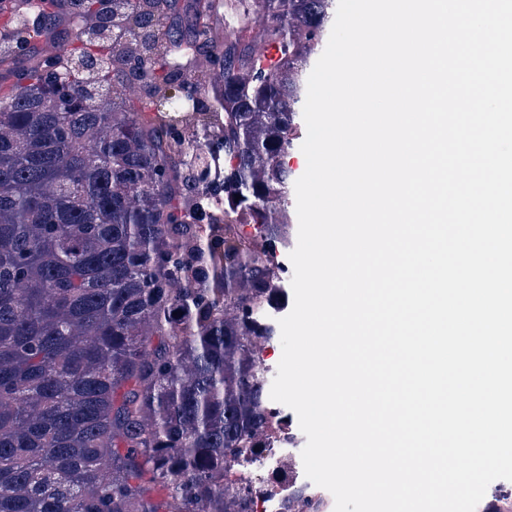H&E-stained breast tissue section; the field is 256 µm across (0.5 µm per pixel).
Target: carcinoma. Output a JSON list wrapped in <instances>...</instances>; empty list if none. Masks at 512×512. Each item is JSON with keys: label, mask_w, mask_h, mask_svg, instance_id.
I'll return each mask as SVG.
<instances>
[{"label": "carcinoma", "mask_w": 512, "mask_h": 512, "mask_svg": "<svg viewBox=\"0 0 512 512\" xmlns=\"http://www.w3.org/2000/svg\"><path fill=\"white\" fill-rule=\"evenodd\" d=\"M178 6L112 0L127 40L103 13L66 70L34 59L0 94V512H253L266 495L228 473L278 443L256 354L278 338L287 158L336 3L232 0L188 61ZM259 14L274 62L243 38ZM186 70L192 91L167 92Z\"/></svg>", "instance_id": "cac0c4a2"}]
</instances>
